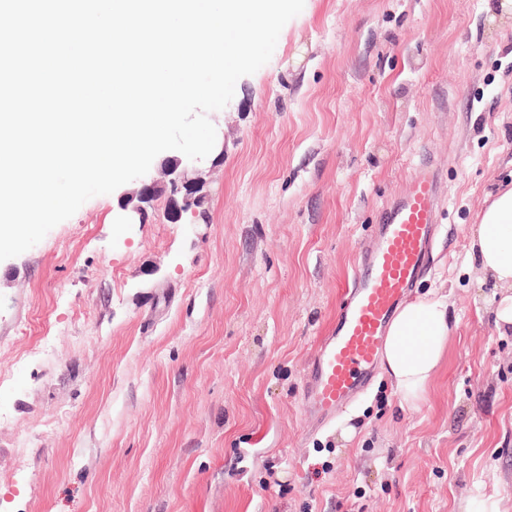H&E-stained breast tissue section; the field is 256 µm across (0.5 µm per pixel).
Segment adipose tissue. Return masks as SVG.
<instances>
[{"mask_svg": "<svg viewBox=\"0 0 512 512\" xmlns=\"http://www.w3.org/2000/svg\"><path fill=\"white\" fill-rule=\"evenodd\" d=\"M476 225L471 254L498 291V330L512 331V186L489 194ZM456 329L447 296L430 292L398 307L387 329L383 367L402 401L419 407Z\"/></svg>", "mask_w": 512, "mask_h": 512, "instance_id": "ef3b65f1", "label": "adipose tissue"}]
</instances>
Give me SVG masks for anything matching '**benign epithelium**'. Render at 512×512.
I'll return each instance as SVG.
<instances>
[{
  "label": "benign epithelium",
  "mask_w": 512,
  "mask_h": 512,
  "mask_svg": "<svg viewBox=\"0 0 512 512\" xmlns=\"http://www.w3.org/2000/svg\"><path fill=\"white\" fill-rule=\"evenodd\" d=\"M200 161L185 156L165 158L161 163L168 180L159 182L148 178L140 181V186L124 192L119 197V209L123 218L130 224H143L148 217V207L155 198L167 196L164 217L171 223L182 219L183 215L196 210L203 203L201 194L203 180Z\"/></svg>",
  "instance_id": "7a95c632"
}]
</instances>
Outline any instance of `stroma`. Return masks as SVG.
I'll use <instances>...</instances> for the list:
<instances>
[{"label": "stroma", "instance_id": "1", "mask_svg": "<svg viewBox=\"0 0 512 512\" xmlns=\"http://www.w3.org/2000/svg\"><path fill=\"white\" fill-rule=\"evenodd\" d=\"M209 118L206 219L100 195L0 261V512H512V335L470 254L512 183L507 0H305ZM424 161L444 361L421 407L382 372L312 429L303 371Z\"/></svg>", "mask_w": 512, "mask_h": 512}]
</instances>
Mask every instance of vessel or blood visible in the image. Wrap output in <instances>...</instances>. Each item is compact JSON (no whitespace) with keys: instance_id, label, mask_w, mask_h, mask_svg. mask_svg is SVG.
<instances>
[{"instance_id":"vessel-or-blood-1","label":"vessel or blood","mask_w":512,"mask_h":512,"mask_svg":"<svg viewBox=\"0 0 512 512\" xmlns=\"http://www.w3.org/2000/svg\"><path fill=\"white\" fill-rule=\"evenodd\" d=\"M440 197L437 173L417 168L405 191L385 208L372 240L360 247L336 323L320 337L301 393L318 422L358 398L376 376L387 327L428 269Z\"/></svg>"}]
</instances>
